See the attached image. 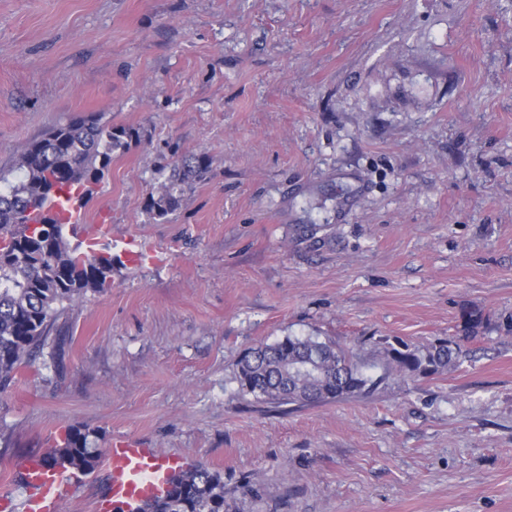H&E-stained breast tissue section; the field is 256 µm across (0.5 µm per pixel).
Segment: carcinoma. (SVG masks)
<instances>
[{
	"instance_id": "1",
	"label": "carcinoma",
	"mask_w": 512,
	"mask_h": 512,
	"mask_svg": "<svg viewBox=\"0 0 512 512\" xmlns=\"http://www.w3.org/2000/svg\"><path fill=\"white\" fill-rule=\"evenodd\" d=\"M138 133L131 127L102 121L98 114L60 124L32 141L13 172H0V392L15 382L30 353L45 345L70 304L89 291L112 287V252L72 247L68 223L50 209L57 195L99 183L112 164V154L129 149ZM209 172L205 154L175 162L147 208L164 219L179 208L185 189ZM42 214L37 224L30 215ZM461 353L455 340L430 347L403 342L382 347V374H367L364 362L350 348L314 336H286L251 349L240 362L238 382L243 393L274 410L290 405L367 397L392 374L432 375L456 365ZM100 458L90 433L66 432L63 444L48 455L55 466L84 475ZM139 512H224V476L218 471L189 469L172 480L166 497L145 504Z\"/></svg>"
}]
</instances>
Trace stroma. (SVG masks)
Listing matches in <instances>:
<instances>
[{
	"label": "stroma",
	"instance_id": "stroma-1",
	"mask_svg": "<svg viewBox=\"0 0 512 512\" xmlns=\"http://www.w3.org/2000/svg\"><path fill=\"white\" fill-rule=\"evenodd\" d=\"M91 113L139 131L86 205L117 264L0 393L12 461L68 429L224 476L225 512H512V0H0V170ZM205 180L158 220L181 156ZM461 338L440 374L274 411L242 356ZM61 512H95L108 474ZM209 172V161L205 154H190L175 162L161 184L157 197L149 196L147 208L157 219H164L179 208L185 188L203 181Z\"/></svg>",
	"mask_w": 512,
	"mask_h": 512
}]
</instances>
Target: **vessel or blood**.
I'll use <instances>...</instances> for the list:
<instances>
[{
	"label": "vessel or blood",
	"instance_id": "1",
	"mask_svg": "<svg viewBox=\"0 0 512 512\" xmlns=\"http://www.w3.org/2000/svg\"><path fill=\"white\" fill-rule=\"evenodd\" d=\"M53 211L64 221L82 223L78 191L58 195ZM188 467L183 457L162 453L135 439L118 440L107 454L111 478L108 501L120 512H138L144 503L164 497L172 478ZM14 468L23 482L25 512H60L72 488L58 467L50 465L43 455L27 454L16 460Z\"/></svg>",
	"mask_w": 512,
	"mask_h": 512
}]
</instances>
